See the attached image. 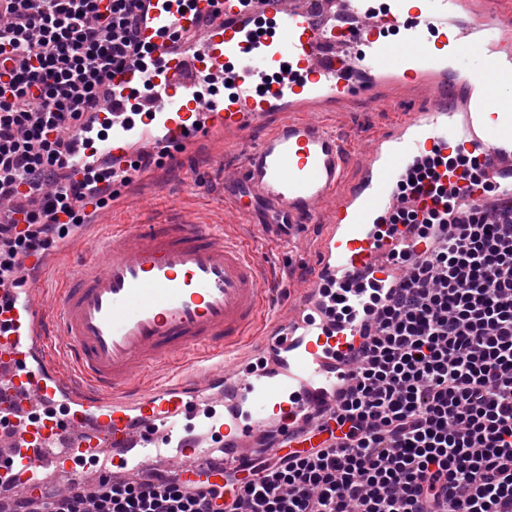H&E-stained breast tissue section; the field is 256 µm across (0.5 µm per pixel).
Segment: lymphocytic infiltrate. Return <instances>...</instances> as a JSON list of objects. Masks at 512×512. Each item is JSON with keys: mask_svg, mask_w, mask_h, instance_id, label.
<instances>
[{"mask_svg": "<svg viewBox=\"0 0 512 512\" xmlns=\"http://www.w3.org/2000/svg\"><path fill=\"white\" fill-rule=\"evenodd\" d=\"M141 0H0V202L46 190L23 225L0 224V289L20 250L51 244L73 204L102 174L65 183L67 131L109 95L107 78L142 58ZM490 193L466 150L434 154L398 185L428 196L399 209L388 235L410 227L431 243L392 259L399 280L368 283L369 322L357 366L322 414L309 452L250 466L233 496L220 485L101 477L92 493L14 497L10 512H512V208L461 209L458 186Z\"/></svg>", "mask_w": 512, "mask_h": 512, "instance_id": "obj_1", "label": "lymphocytic infiltrate"}]
</instances>
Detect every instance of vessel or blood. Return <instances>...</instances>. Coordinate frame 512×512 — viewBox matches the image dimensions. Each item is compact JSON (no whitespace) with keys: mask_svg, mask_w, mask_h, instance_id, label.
<instances>
[{"mask_svg":"<svg viewBox=\"0 0 512 512\" xmlns=\"http://www.w3.org/2000/svg\"><path fill=\"white\" fill-rule=\"evenodd\" d=\"M329 9L328 0H251L245 8L239 0H195L181 13L150 8L142 36L162 70L133 62L115 74L105 111L87 116L73 134L70 180H82L91 167L127 173L132 159L164 151L180 158L218 132L250 135L306 97L340 100L356 87L376 89L380 71L394 66L410 80L460 74L463 85L439 96L413 132L386 151L382 166L364 161L345 195L337 193L347 171L341 141L314 119L279 122L225 173L240 210L272 212L287 238L324 203H335L311 287L273 321L259 366L228 352L264 305L260 258L219 228L188 218L114 231L103 255L83 258L58 287L50 309L40 299L50 252L19 254L20 287L0 291V318L8 322L0 327V417L17 425L0 435V459L26 473L19 492L64 495L100 479L97 470L64 469L67 456L139 450L137 468L113 470L116 482L145 471L174 481L239 471L261 455L277 462L317 432V410L332 405L338 379L355 368L361 322L337 332L317 320L319 293L370 275L397 276L388 259L404 239L379 235L377 226L396 208L418 207L396 194L411 163L437 146H463L499 200L512 203V65L472 39L479 32L512 40V18L496 0L452 28L445 25L448 0H424L400 44L374 38L376 18L337 34L327 24ZM262 16L274 20V34L251 29ZM432 30L441 36L431 44ZM354 43L367 44L368 55H353ZM204 75L231 78L233 95L203 100L196 87ZM187 352L204 357V365L142 392L141 373ZM61 353L70 363L66 377ZM218 404L227 411L222 459L214 458L207 430L185 438L177 463L156 455L180 418ZM49 466L61 470L63 482L48 484L42 471Z\"/></svg>","mask_w":512,"mask_h":512,"instance_id":"1","label":"vessel or blood"}]
</instances>
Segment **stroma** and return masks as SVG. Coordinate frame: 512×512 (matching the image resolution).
I'll return each mask as SVG.
<instances>
[{
  "instance_id": "stroma-1",
  "label": "stroma",
  "mask_w": 512,
  "mask_h": 512,
  "mask_svg": "<svg viewBox=\"0 0 512 512\" xmlns=\"http://www.w3.org/2000/svg\"><path fill=\"white\" fill-rule=\"evenodd\" d=\"M431 94L428 86L398 84L373 96L356 95L333 104L307 102L299 111L334 127L344 142L348 173L353 176L378 140L391 138L408 114L426 111ZM256 142L253 135L233 138L218 133L180 163L150 170L133 180L113 198L109 223L84 224L78 246L57 259L42 294L45 303L53 302L56 287L70 277L85 255L99 252L113 225L152 224L182 215L223 227L226 237L249 244L262 256L263 277L273 288L270 306L278 308L298 301L307 288L318 246L333 220V206L325 204L316 222L304 225L294 246L268 241L266 233L274 216L262 210L244 216L223 179L224 171L235 168Z\"/></svg>"
}]
</instances>
